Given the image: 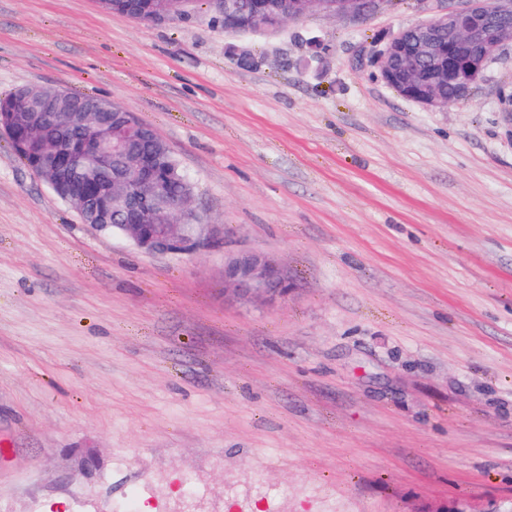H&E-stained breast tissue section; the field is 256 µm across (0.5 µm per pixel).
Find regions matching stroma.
Here are the masks:
<instances>
[{"label": "stroma", "mask_w": 512, "mask_h": 512, "mask_svg": "<svg viewBox=\"0 0 512 512\" xmlns=\"http://www.w3.org/2000/svg\"><path fill=\"white\" fill-rule=\"evenodd\" d=\"M238 33L95 0H0V93L106 97L226 228L153 255L100 233L0 132V512H473L512 498V84L427 109L366 55L424 19ZM292 286L224 299V252Z\"/></svg>", "instance_id": "35a3bbf8"}]
</instances>
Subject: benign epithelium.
I'll list each match as a JSON object with an SVG mask.
<instances>
[{
  "mask_svg": "<svg viewBox=\"0 0 512 512\" xmlns=\"http://www.w3.org/2000/svg\"><path fill=\"white\" fill-rule=\"evenodd\" d=\"M432 0H419L432 15L411 26L414 41L407 43L396 34L375 51V63L382 80L398 82L409 90L407 98L426 107L441 108L450 102L441 92L442 86L456 82L459 99L468 98L472 86L483 78L489 64L504 48L512 45V0H465L444 11H431ZM383 5V0H336L332 7L324 0H294V13L265 14L266 4L256 0L264 13L262 29L277 31L288 21L314 14H353L367 16ZM481 53L472 56L474 45ZM103 106L91 102L82 112L68 117L70 128L78 134L75 147L81 152H99L102 142ZM54 116L36 112L27 126V142L37 145L38 163L32 170L43 176L52 171L49 188L64 200L86 207L85 193L68 181L66 154L41 143L51 129ZM119 136L115 151L120 157V180L136 185L139 195L161 199L160 208L181 218L176 224H150L148 215L133 209L135 196L125 192V215L115 236L131 242L149 254L193 255L224 240V225L210 224L192 206V195H168L156 180L154 159L141 153L137 145L156 135L132 112L115 117ZM287 272L265 253L253 248H239L224 253V299L227 301L272 304L288 295Z\"/></svg>",
  "mask_w": 512,
  "mask_h": 512,
  "instance_id": "obj_1",
  "label": "benign epithelium"
}]
</instances>
